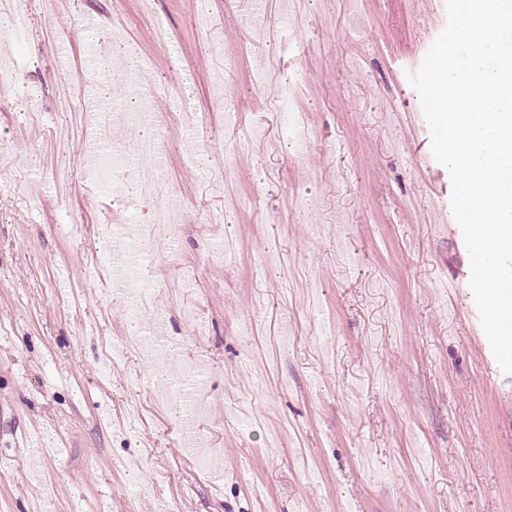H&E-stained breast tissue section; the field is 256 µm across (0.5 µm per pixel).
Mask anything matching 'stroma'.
Returning <instances> with one entry per match:
<instances>
[{
	"instance_id": "1",
	"label": "stroma",
	"mask_w": 512,
	"mask_h": 512,
	"mask_svg": "<svg viewBox=\"0 0 512 512\" xmlns=\"http://www.w3.org/2000/svg\"><path fill=\"white\" fill-rule=\"evenodd\" d=\"M13 12L0 512H512V376L485 362L408 81L445 0H0ZM116 32L152 62L122 85L181 201L161 254L129 235L132 168L81 149ZM131 250L134 301L110 263ZM134 333L162 353L121 348ZM23 431L56 444L40 469Z\"/></svg>"
}]
</instances>
